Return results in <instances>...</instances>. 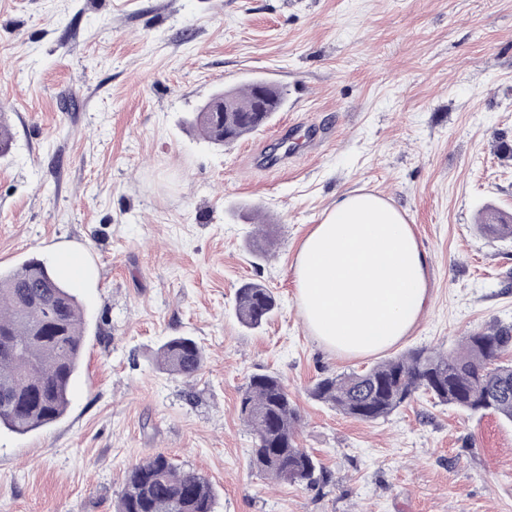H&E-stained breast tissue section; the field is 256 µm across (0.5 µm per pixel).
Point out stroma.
<instances>
[{
    "label": "stroma",
    "mask_w": 512,
    "mask_h": 512,
    "mask_svg": "<svg viewBox=\"0 0 512 512\" xmlns=\"http://www.w3.org/2000/svg\"><path fill=\"white\" fill-rule=\"evenodd\" d=\"M253 79L288 90L269 125L223 147L188 129ZM0 115V269L65 245L93 270L66 415L0 431V512H115L158 454L212 483L215 512H512V423L426 396L362 422L309 397L376 358L311 336L292 273L336 197L365 188L429 256L430 309L388 356L512 323V239L478 227L512 214V0H0ZM247 282L279 302L255 330L233 310ZM180 334L204 354L189 380L157 363ZM264 372L328 484L251 469L239 394Z\"/></svg>",
    "instance_id": "35a3bbf8"
}]
</instances>
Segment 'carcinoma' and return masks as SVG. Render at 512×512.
<instances>
[{
    "label": "carcinoma",
    "instance_id": "obj_1",
    "mask_svg": "<svg viewBox=\"0 0 512 512\" xmlns=\"http://www.w3.org/2000/svg\"><path fill=\"white\" fill-rule=\"evenodd\" d=\"M239 109L224 123L217 111L223 97ZM285 101V91L255 81L242 92H214L187 124L210 143L223 146L257 131ZM14 137L0 122V158L10 154ZM482 229L512 238V218L500 214ZM278 302L270 289L249 282L237 289L235 314L257 329L271 319ZM84 315L76 295L45 263L31 260L0 271V428L25 435L59 420L70 405V386L79 372ZM512 324L495 322L463 337L452 352L415 348L361 371L319 378L310 397L338 413L365 422L384 419L420 395L470 415H497L512 422ZM160 366L190 379L203 365V351L188 336H172L159 350ZM241 419L252 436L251 466L263 478L312 487L327 481L316 457L299 443L300 414L277 374H254L239 400ZM209 481L177 468L158 454L134 465L116 512H214Z\"/></svg>",
    "mask_w": 512,
    "mask_h": 512
}]
</instances>
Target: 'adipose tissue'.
<instances>
[{
	"label": "adipose tissue",
	"mask_w": 512,
	"mask_h": 512,
	"mask_svg": "<svg viewBox=\"0 0 512 512\" xmlns=\"http://www.w3.org/2000/svg\"><path fill=\"white\" fill-rule=\"evenodd\" d=\"M428 268L403 212L373 192L342 194L297 249L300 315L332 351L352 357L385 351L427 313Z\"/></svg>",
	"instance_id": "ef3b65f1"
}]
</instances>
